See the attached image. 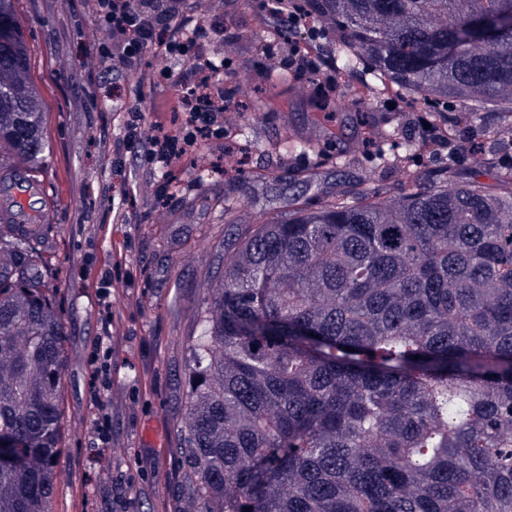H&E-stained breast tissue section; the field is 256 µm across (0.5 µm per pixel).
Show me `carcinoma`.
Wrapping results in <instances>:
<instances>
[{
	"instance_id": "obj_1",
	"label": "carcinoma",
	"mask_w": 512,
	"mask_h": 512,
	"mask_svg": "<svg viewBox=\"0 0 512 512\" xmlns=\"http://www.w3.org/2000/svg\"><path fill=\"white\" fill-rule=\"evenodd\" d=\"M301 2L333 32L336 75L512 116V0ZM12 3L0 184L42 173L45 150ZM392 162L397 195L349 178L242 231L190 338L175 512H512V179ZM42 238L0 216V512H50L61 452Z\"/></svg>"
}]
</instances>
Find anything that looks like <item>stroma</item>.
<instances>
[{
    "mask_svg": "<svg viewBox=\"0 0 512 512\" xmlns=\"http://www.w3.org/2000/svg\"><path fill=\"white\" fill-rule=\"evenodd\" d=\"M188 2L201 20L223 14L224 34L208 52L221 59V76L238 100L226 107L224 136L201 141L169 185L162 168L116 153L124 137L119 107L141 87L142 136L182 130L174 107L186 59L148 55L106 75L98 50L111 47L112 36L94 23L89 0H15L42 99L50 211L43 249L66 335L51 512H173L179 462L172 448L186 415L188 340L236 231L217 197L231 192L246 224L257 211L284 212L295 200L319 208L326 191L352 176L369 189L399 184L397 173L381 171L367 153L346 168L316 165L309 153L267 152L287 135L332 155L337 139L361 138L364 123L345 106L338 125L324 126L313 107L320 89L309 80L264 81L266 58L247 31L267 0ZM253 96L261 108L243 111L240 99ZM499 127L497 113H482L478 131L461 130L462 147L423 162L421 172L489 184L512 177L511 158L487 168L467 146L490 143ZM104 362L110 386L96 402L91 374Z\"/></svg>",
    "mask_w": 512,
    "mask_h": 512,
    "instance_id": "obj_1",
    "label": "stroma"
}]
</instances>
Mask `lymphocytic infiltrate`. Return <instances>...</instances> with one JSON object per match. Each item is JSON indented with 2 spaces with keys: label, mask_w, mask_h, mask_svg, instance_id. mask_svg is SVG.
<instances>
[{
  "label": "lymphocytic infiltrate",
  "mask_w": 512,
  "mask_h": 512,
  "mask_svg": "<svg viewBox=\"0 0 512 512\" xmlns=\"http://www.w3.org/2000/svg\"><path fill=\"white\" fill-rule=\"evenodd\" d=\"M183 0H94L96 21L112 34V55L118 66L133 64L142 56L189 57L185 72L192 78L190 92L181 94L176 108L185 114V134L166 133L142 137L138 119H130L121 146L134 156L168 168L191 155L200 139L215 135V115L223 111V101L214 96L218 83L210 59L193 53V38L186 30L194 16L184 14Z\"/></svg>",
  "instance_id": "lymphocytic-infiltrate-1"
}]
</instances>
